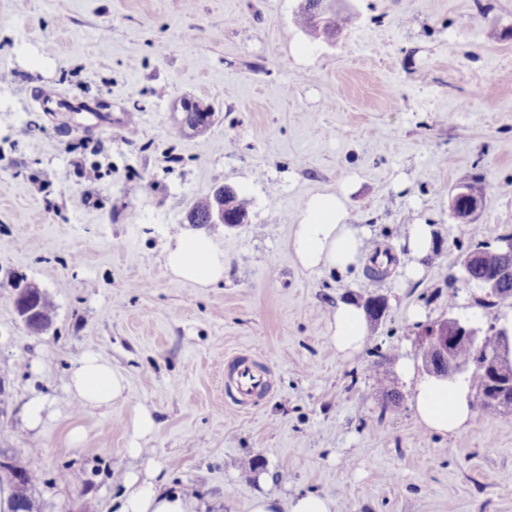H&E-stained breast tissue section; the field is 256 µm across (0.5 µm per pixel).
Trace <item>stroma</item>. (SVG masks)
Listing matches in <instances>:
<instances>
[{
  "label": "stroma",
  "mask_w": 512,
  "mask_h": 512,
  "mask_svg": "<svg viewBox=\"0 0 512 512\" xmlns=\"http://www.w3.org/2000/svg\"><path fill=\"white\" fill-rule=\"evenodd\" d=\"M489 2L483 15L475 0H350L330 38L294 25L302 0H0V453L37 476L36 512H116L145 458L205 512L260 496L289 512L307 494L334 512H512V409L433 435L401 372L424 374L419 338L448 316L512 321V295L450 279L477 243L512 235V0ZM80 101L106 102L107 121ZM187 101L212 121L171 137ZM475 177L489 185L477 237L450 209ZM222 185L250 198L247 224H187ZM330 193L366 254L395 255L386 277L299 267L293 226ZM419 222L438 252L408 280L402 238ZM193 234L223 252L221 282L168 273V244ZM13 276L53 306L46 332L19 318ZM372 295L387 307L342 359L327 314ZM241 351L269 380L247 401L226 388ZM90 353L125 374V400L84 410L68 393ZM34 397L50 416L32 429ZM136 407L158 423L138 459Z\"/></svg>",
  "instance_id": "stroma-1"
}]
</instances>
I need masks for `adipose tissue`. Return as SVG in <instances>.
<instances>
[{
    "instance_id": "1",
    "label": "adipose tissue",
    "mask_w": 512,
    "mask_h": 512,
    "mask_svg": "<svg viewBox=\"0 0 512 512\" xmlns=\"http://www.w3.org/2000/svg\"><path fill=\"white\" fill-rule=\"evenodd\" d=\"M342 197L318 196L309 199L290 237L289 245L299 266L310 273L344 271L361 264L364 229L348 222ZM170 275L179 280L208 287L224 277V254L204 237L179 240L165 257ZM330 340L343 358L357 355L367 340V320L363 309L353 302H340L328 322ZM401 371L414 382L411 406L418 423L427 432L445 438L455 436L474 418L468 388L443 377L415 374L412 363ZM128 382L109 361L89 355L70 373L68 390L82 407L98 409L123 399ZM161 472L147 462L144 475L129 474L126 494L117 512H195L192 500L180 493H165L155 484Z\"/></svg>"
}]
</instances>
